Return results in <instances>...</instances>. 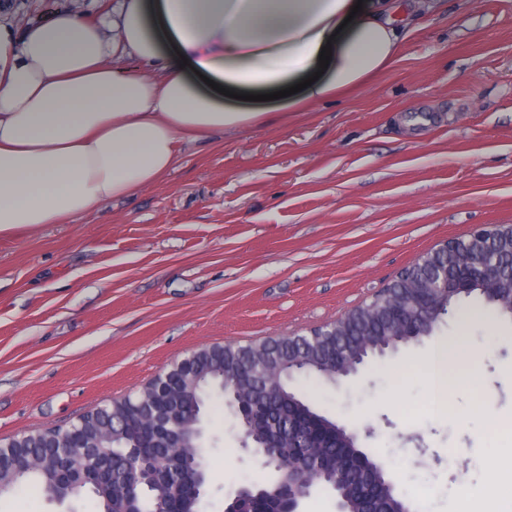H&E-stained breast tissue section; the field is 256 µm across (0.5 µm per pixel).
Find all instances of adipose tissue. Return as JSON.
Here are the masks:
<instances>
[{"instance_id": "ef3b65f1", "label": "adipose tissue", "mask_w": 512, "mask_h": 512, "mask_svg": "<svg viewBox=\"0 0 512 512\" xmlns=\"http://www.w3.org/2000/svg\"><path fill=\"white\" fill-rule=\"evenodd\" d=\"M406 10L403 0H119L112 40L73 11L20 30L0 19V235L155 186L181 142L271 122V110L228 104L226 91L311 79L279 100L298 112L364 85L398 58ZM473 360L460 341L439 339L424 368L445 396L472 378Z\"/></svg>"}]
</instances>
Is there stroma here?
Instances as JSON below:
<instances>
[{"instance_id":"obj_1","label":"stroma","mask_w":512,"mask_h":512,"mask_svg":"<svg viewBox=\"0 0 512 512\" xmlns=\"http://www.w3.org/2000/svg\"><path fill=\"white\" fill-rule=\"evenodd\" d=\"M114 0H24L96 20ZM390 69L277 123L185 142L156 186L65 224L0 236V439L65 429L190 351L306 334L369 303L421 254L512 224V0H439ZM480 352L437 414L435 339ZM319 413L360 434L415 512H453L512 456V318L464 299L432 335L330 382ZM201 512L273 475L237 419L204 410ZM0 512H99L21 487Z\"/></svg>"}]
</instances>
